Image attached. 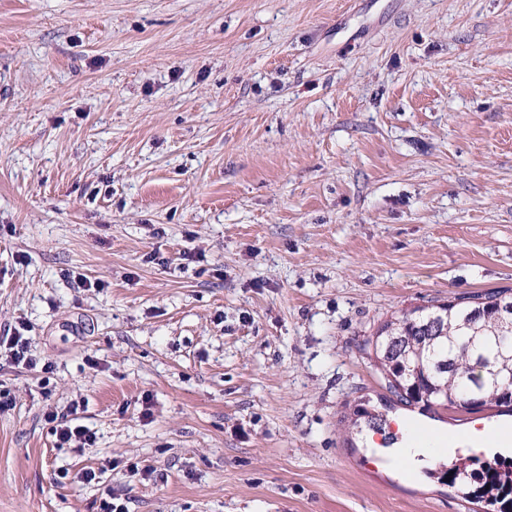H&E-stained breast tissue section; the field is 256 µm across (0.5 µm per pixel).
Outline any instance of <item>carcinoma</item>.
Listing matches in <instances>:
<instances>
[{
  "label": "carcinoma",
  "mask_w": 512,
  "mask_h": 512,
  "mask_svg": "<svg viewBox=\"0 0 512 512\" xmlns=\"http://www.w3.org/2000/svg\"><path fill=\"white\" fill-rule=\"evenodd\" d=\"M383 387L397 403L436 414L476 400L512 414V289L416 306L381 322L365 340ZM471 478L495 512H512V463L470 472L463 462L445 471Z\"/></svg>",
  "instance_id": "cac0c4a2"
}]
</instances>
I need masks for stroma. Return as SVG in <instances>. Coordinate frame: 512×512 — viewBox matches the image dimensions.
<instances>
[{
    "mask_svg": "<svg viewBox=\"0 0 512 512\" xmlns=\"http://www.w3.org/2000/svg\"><path fill=\"white\" fill-rule=\"evenodd\" d=\"M498 288L512 0H0V336L53 366L0 368V512H480L360 423V346ZM76 400L80 451L47 420ZM386 416L474 469L512 431Z\"/></svg>",
    "mask_w": 512,
    "mask_h": 512,
    "instance_id": "obj_1",
    "label": "stroma"
}]
</instances>
